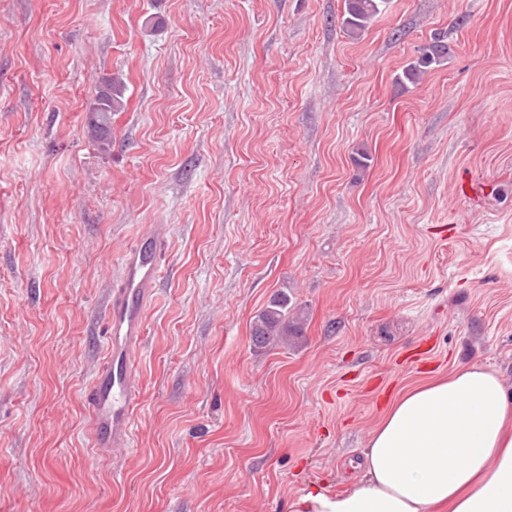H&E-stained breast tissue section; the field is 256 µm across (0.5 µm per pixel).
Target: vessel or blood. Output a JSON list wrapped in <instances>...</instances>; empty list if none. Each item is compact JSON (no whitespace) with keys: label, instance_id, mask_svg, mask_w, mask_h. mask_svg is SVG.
Returning <instances> with one entry per match:
<instances>
[{"label":"vessel or blood","instance_id":"1","mask_svg":"<svg viewBox=\"0 0 512 512\" xmlns=\"http://www.w3.org/2000/svg\"><path fill=\"white\" fill-rule=\"evenodd\" d=\"M166 228L147 226L121 260L105 308L104 355L83 394L93 448L129 447L140 389L134 363L144 341V317L157 291L165 260Z\"/></svg>","mask_w":512,"mask_h":512}]
</instances>
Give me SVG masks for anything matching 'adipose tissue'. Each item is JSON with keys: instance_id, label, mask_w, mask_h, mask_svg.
<instances>
[{"instance_id": "obj_1", "label": "adipose tissue", "mask_w": 512, "mask_h": 512, "mask_svg": "<svg viewBox=\"0 0 512 512\" xmlns=\"http://www.w3.org/2000/svg\"><path fill=\"white\" fill-rule=\"evenodd\" d=\"M363 466L361 483L309 485L288 512H512V391L476 363L415 384L382 414Z\"/></svg>"}]
</instances>
